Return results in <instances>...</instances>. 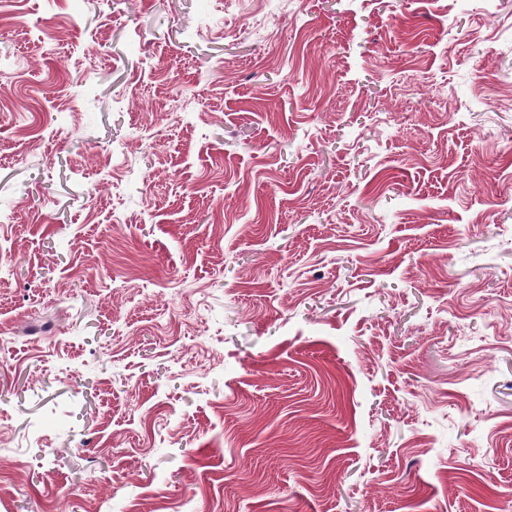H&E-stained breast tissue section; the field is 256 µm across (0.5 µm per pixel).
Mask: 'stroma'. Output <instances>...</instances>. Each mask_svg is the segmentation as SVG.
<instances>
[{
    "mask_svg": "<svg viewBox=\"0 0 512 512\" xmlns=\"http://www.w3.org/2000/svg\"><path fill=\"white\" fill-rule=\"evenodd\" d=\"M0 512H512V0H0Z\"/></svg>",
    "mask_w": 512,
    "mask_h": 512,
    "instance_id": "stroma-1",
    "label": "stroma"
}]
</instances>
